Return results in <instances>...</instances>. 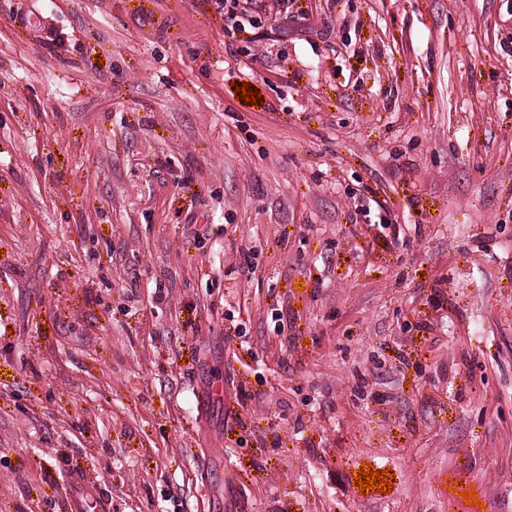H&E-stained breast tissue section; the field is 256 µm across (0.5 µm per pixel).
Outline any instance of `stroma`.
I'll return each mask as SVG.
<instances>
[{
	"mask_svg": "<svg viewBox=\"0 0 512 512\" xmlns=\"http://www.w3.org/2000/svg\"><path fill=\"white\" fill-rule=\"evenodd\" d=\"M236 2L0 0V512H512V0Z\"/></svg>",
	"mask_w": 512,
	"mask_h": 512,
	"instance_id": "stroma-1",
	"label": "stroma"
}]
</instances>
